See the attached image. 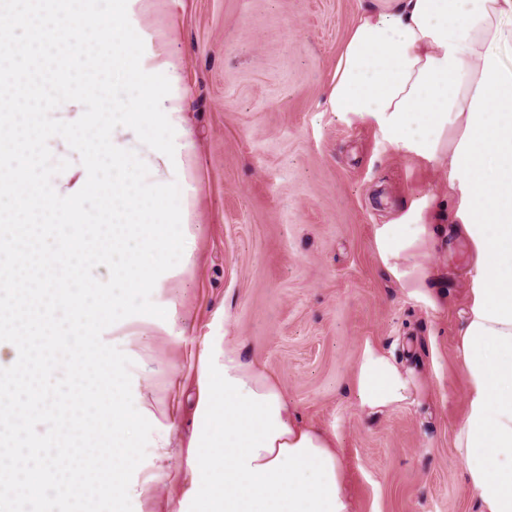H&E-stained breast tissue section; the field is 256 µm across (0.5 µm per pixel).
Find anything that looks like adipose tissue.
Returning <instances> with one entry per match:
<instances>
[{"mask_svg":"<svg viewBox=\"0 0 512 512\" xmlns=\"http://www.w3.org/2000/svg\"><path fill=\"white\" fill-rule=\"evenodd\" d=\"M326 106L345 124L374 128L396 153L448 170V221L471 256L455 448L481 512H512V0H377L348 33ZM435 219L427 198L372 228L385 271L430 306ZM191 369L195 512H352L335 434L300 423L262 368L215 342ZM352 392L374 416L421 389L367 339Z\"/></svg>","mask_w":512,"mask_h":512,"instance_id":"1","label":"adipose tissue"}]
</instances>
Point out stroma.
<instances>
[{"label": "stroma", "instance_id": "stroma-1", "mask_svg": "<svg viewBox=\"0 0 512 512\" xmlns=\"http://www.w3.org/2000/svg\"><path fill=\"white\" fill-rule=\"evenodd\" d=\"M362 4L142 0L141 25L179 59L190 90L191 213L202 234L197 263L167 291L179 316L172 330L145 321L137 335L101 338L131 359L134 404L153 412L154 433L191 437L188 366L225 338L279 384L303 423L335 433L353 512H479L454 447L466 410L467 247L442 231L429 259L434 310L386 274L371 232L424 197L447 205V172L326 107ZM367 338L424 381L417 402L374 418L358 410L350 383ZM184 454L148 448L130 484L133 512H193Z\"/></svg>", "mask_w": 512, "mask_h": 512}]
</instances>
